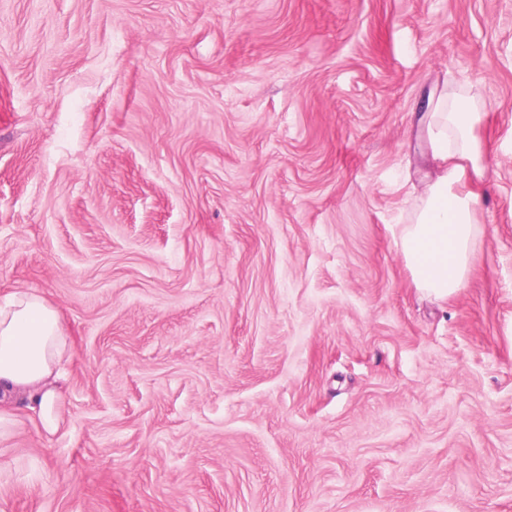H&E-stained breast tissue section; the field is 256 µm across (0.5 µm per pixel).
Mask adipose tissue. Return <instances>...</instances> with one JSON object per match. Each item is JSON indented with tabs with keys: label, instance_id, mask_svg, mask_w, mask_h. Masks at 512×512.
<instances>
[{
	"label": "adipose tissue",
	"instance_id": "1",
	"mask_svg": "<svg viewBox=\"0 0 512 512\" xmlns=\"http://www.w3.org/2000/svg\"><path fill=\"white\" fill-rule=\"evenodd\" d=\"M430 168L421 206L397 232L416 288L445 299L466 280L473 216L486 196L482 115L467 102L433 91L419 117ZM74 355L60 309L35 289L0 306V443L23 423L52 435L65 422L63 366Z\"/></svg>",
	"mask_w": 512,
	"mask_h": 512
}]
</instances>
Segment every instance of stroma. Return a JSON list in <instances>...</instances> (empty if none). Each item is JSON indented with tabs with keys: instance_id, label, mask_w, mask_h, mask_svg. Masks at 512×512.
Segmentation results:
<instances>
[{
	"instance_id": "35a3bbf8",
	"label": "stroma",
	"mask_w": 512,
	"mask_h": 512,
	"mask_svg": "<svg viewBox=\"0 0 512 512\" xmlns=\"http://www.w3.org/2000/svg\"><path fill=\"white\" fill-rule=\"evenodd\" d=\"M480 86L472 269L396 224ZM63 312L66 421L0 512H512V0H0V299Z\"/></svg>"
}]
</instances>
